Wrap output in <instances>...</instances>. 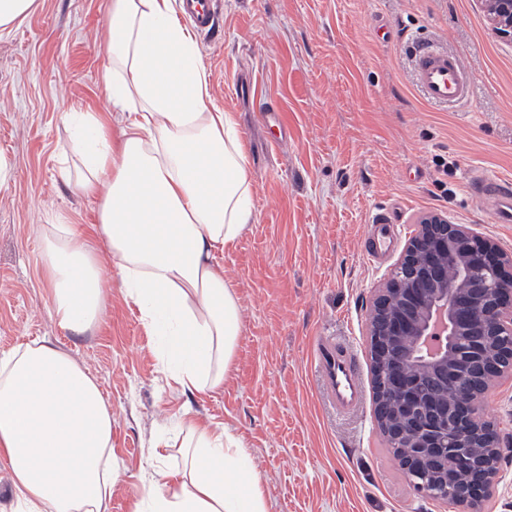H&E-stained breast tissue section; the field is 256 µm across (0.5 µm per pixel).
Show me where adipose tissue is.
<instances>
[{"label":"adipose tissue","instance_id":"ef3b65f1","mask_svg":"<svg viewBox=\"0 0 512 512\" xmlns=\"http://www.w3.org/2000/svg\"><path fill=\"white\" fill-rule=\"evenodd\" d=\"M177 0H112L104 87L111 117L72 112L81 190L99 200L100 258L73 224L44 233L48 306L85 330L120 281L163 339V370L182 391L220 388L242 331L217 252L255 221L248 157L232 112L211 110L196 40ZM180 469L161 472L135 512H267L242 439L183 412ZM0 458L17 512H107L119 470L112 410L96 379L41 339L0 353Z\"/></svg>","mask_w":512,"mask_h":512}]
</instances>
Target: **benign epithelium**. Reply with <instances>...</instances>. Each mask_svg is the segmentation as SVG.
Masks as SVG:
<instances>
[{
  "instance_id": "1",
  "label": "benign epithelium",
  "mask_w": 512,
  "mask_h": 512,
  "mask_svg": "<svg viewBox=\"0 0 512 512\" xmlns=\"http://www.w3.org/2000/svg\"><path fill=\"white\" fill-rule=\"evenodd\" d=\"M494 33L512 42V0H480ZM414 275H395L375 289L368 311L369 354L381 356V337L418 340L420 358L389 360L387 399L375 401V419L403 440V468L413 483L431 494L428 473L448 456L457 470L469 471L477 451L476 433L448 419L437 396L441 388H461L469 370L487 363L486 341L499 330L512 332V303L497 305L493 295L512 297V254L441 213L420 218L399 265ZM485 482L466 484L462 512H481L497 480L499 453L479 455Z\"/></svg>"
}]
</instances>
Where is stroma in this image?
<instances>
[{"instance_id": "35a3bbf8", "label": "stroma", "mask_w": 512, "mask_h": 512, "mask_svg": "<svg viewBox=\"0 0 512 512\" xmlns=\"http://www.w3.org/2000/svg\"><path fill=\"white\" fill-rule=\"evenodd\" d=\"M214 34L197 35L213 103L236 113L251 161L257 220L216 261L235 287L242 333L222 387L183 393L160 370V339L120 286L104 319L61 328L47 305L40 241L51 224L98 221L73 166L69 112L106 109L111 0H37L0 37V352L36 338L88 369L112 408L121 475L108 512H133L148 491L152 448L191 410L249 449L268 512H457L409 484L374 419L368 310L430 212L470 225L512 252V224L469 192L472 176L512 180V44L479 0H222ZM433 43L471 77L467 105L429 101L414 49ZM252 77L257 94H241ZM282 126L265 124L267 106ZM384 214L402 228L379 261L364 254ZM356 350L364 395L350 414L328 404L312 363L318 338ZM501 458L486 512H512V374L482 402Z\"/></svg>"}]
</instances>
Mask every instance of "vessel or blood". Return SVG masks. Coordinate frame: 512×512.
I'll return each mask as SVG.
<instances>
[{
  "label": "vessel or blood",
  "mask_w": 512,
  "mask_h": 512,
  "mask_svg": "<svg viewBox=\"0 0 512 512\" xmlns=\"http://www.w3.org/2000/svg\"><path fill=\"white\" fill-rule=\"evenodd\" d=\"M183 6L187 17L198 30L207 32L213 29L214 0H183ZM416 70L417 82L429 99L451 106L467 103L470 76L458 58L424 44L416 54ZM478 187L492 203L495 222L511 224L512 184L487 178L479 182ZM369 237L371 245L365 255L375 260L392 247L394 227L385 218H378L370 226ZM313 361L329 405L339 413L354 409L362 399L363 385L351 352L341 347L335 339L320 338L315 342Z\"/></svg>",
  "instance_id": "vessel-or-blood-1"
}]
</instances>
